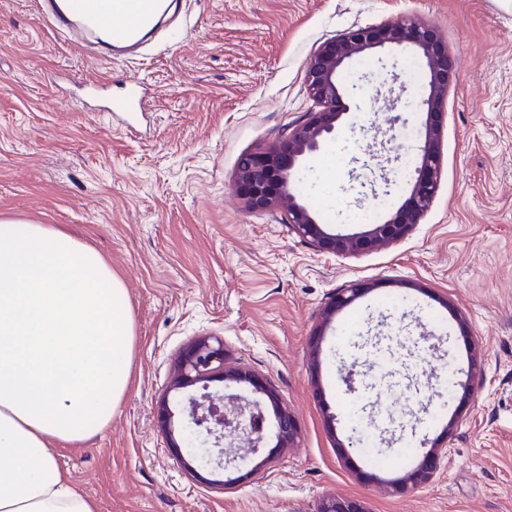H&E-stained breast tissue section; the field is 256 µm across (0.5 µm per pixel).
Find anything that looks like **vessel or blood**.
Returning a JSON list of instances; mask_svg holds the SVG:
<instances>
[{"instance_id": "obj_1", "label": "vessel or blood", "mask_w": 512, "mask_h": 512, "mask_svg": "<svg viewBox=\"0 0 512 512\" xmlns=\"http://www.w3.org/2000/svg\"><path fill=\"white\" fill-rule=\"evenodd\" d=\"M41 7L57 29L75 40H85L87 32L107 23L113 41L130 50L152 28L163 4L161 0H70L64 14L58 10L56 0H41Z\"/></svg>"}]
</instances>
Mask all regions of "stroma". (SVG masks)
<instances>
[{
  "mask_svg": "<svg viewBox=\"0 0 512 512\" xmlns=\"http://www.w3.org/2000/svg\"><path fill=\"white\" fill-rule=\"evenodd\" d=\"M410 20L435 29L455 70L434 200L401 242L318 253L284 210L244 205L238 158L316 111L305 75L323 42ZM0 73V219L83 237L128 292L131 385L106 427L55 452L99 512H318L334 495L368 512H512V7L171 0L138 53L110 64L53 33L37 0H0ZM131 92L144 109L129 127L111 111ZM340 94L294 192L327 233L355 234L408 195L427 62L409 44L371 49L343 64ZM359 282L368 292L321 328L325 304ZM200 336L264 377L301 430L293 448L267 436L227 485L183 469L158 423L162 401L179 424L201 394L167 392ZM475 344L483 382L452 389ZM443 439L431 481L381 492Z\"/></svg>",
  "mask_w": 512,
  "mask_h": 512,
  "instance_id": "35a3bbf8",
  "label": "stroma"
}]
</instances>
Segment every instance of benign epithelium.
Returning a JSON list of instances; mask_svg holds the SVG:
<instances>
[{"instance_id":"1","label":"benign epithelium","mask_w":512,"mask_h":512,"mask_svg":"<svg viewBox=\"0 0 512 512\" xmlns=\"http://www.w3.org/2000/svg\"><path fill=\"white\" fill-rule=\"evenodd\" d=\"M386 43H409L418 48L429 67V95L425 100L427 116L423 126V146L417 177L409 195L391 217L375 224L365 233L328 234L317 224L310 212L296 201L292 174L298 161L316 152L324 139L335 132L336 121L342 115L341 94L337 70L345 59L363 54ZM307 85L321 110L309 114L306 120L288 126L280 142L263 152L241 155L237 165V180L241 196L253 210L271 209L288 204V224L300 236L308 239L322 253L337 256H358L381 242H397L420 223L435 196L441 172V127L438 117L446 103L452 80L448 52L436 32L421 24L389 23L382 26L353 29L342 36L325 41L307 65ZM368 288L354 284L338 292L322 311V326H327L336 313L350 306ZM231 384H246L254 394L267 397L274 406L279 397L266 380L255 373L229 365L224 342L215 336H200L183 350L177 363L176 376L169 390H182L202 384L201 398L210 402L207 413L192 409L182 426L192 436L204 434L213 447L204 449L202 462L229 475L251 455L259 453L265 438L264 402L249 400L236 394L209 392L213 380ZM277 447L293 448L298 443L299 425L286 408L275 417ZM448 449L435 444L422 453L415 467L395 482V488L406 490L429 482ZM319 512H366L354 498H330Z\"/></svg>"}]
</instances>
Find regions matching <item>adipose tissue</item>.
Returning <instances> with one entry per match:
<instances>
[{"label":"adipose tissue","instance_id":"1","mask_svg":"<svg viewBox=\"0 0 512 512\" xmlns=\"http://www.w3.org/2000/svg\"><path fill=\"white\" fill-rule=\"evenodd\" d=\"M127 291L84 240L0 219V512H98L52 454L105 427L130 381Z\"/></svg>","mask_w":512,"mask_h":512}]
</instances>
